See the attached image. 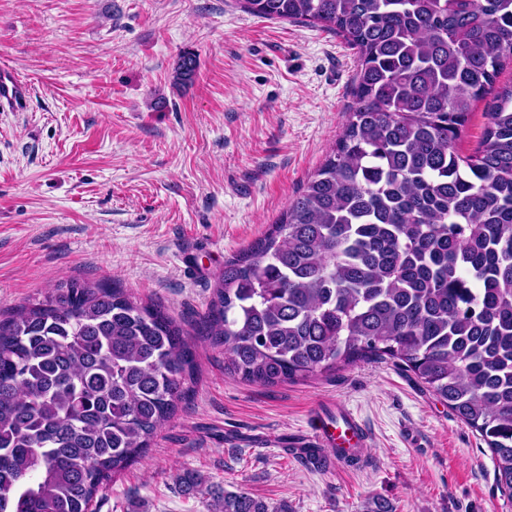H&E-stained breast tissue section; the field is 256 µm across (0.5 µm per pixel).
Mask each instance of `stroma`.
Masks as SVG:
<instances>
[{
    "label": "stroma",
    "mask_w": 512,
    "mask_h": 512,
    "mask_svg": "<svg viewBox=\"0 0 512 512\" xmlns=\"http://www.w3.org/2000/svg\"><path fill=\"white\" fill-rule=\"evenodd\" d=\"M186 51L198 69L179 86ZM2 68L29 98L0 110V311L61 277L113 278L190 329L338 139L357 56L238 0H0ZM196 353L194 395L96 512H206L186 470L271 512H512L479 435L393 361L260 386ZM340 402L371 435L365 463L312 469L277 448Z\"/></svg>",
    "instance_id": "35a3bbf8"
}]
</instances>
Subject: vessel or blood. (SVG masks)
<instances>
[{
  "mask_svg": "<svg viewBox=\"0 0 512 512\" xmlns=\"http://www.w3.org/2000/svg\"><path fill=\"white\" fill-rule=\"evenodd\" d=\"M28 96L23 85L9 72L0 73V106L12 112L25 111ZM308 420V432L291 440L292 455L311 468L336 466V449L364 456L369 446V434L359 418L346 406L336 408L335 417H328L322 406H313Z\"/></svg>",
  "mask_w": 512,
  "mask_h": 512,
  "instance_id": "vessel-or-blood-1",
  "label": "vessel or blood"
}]
</instances>
